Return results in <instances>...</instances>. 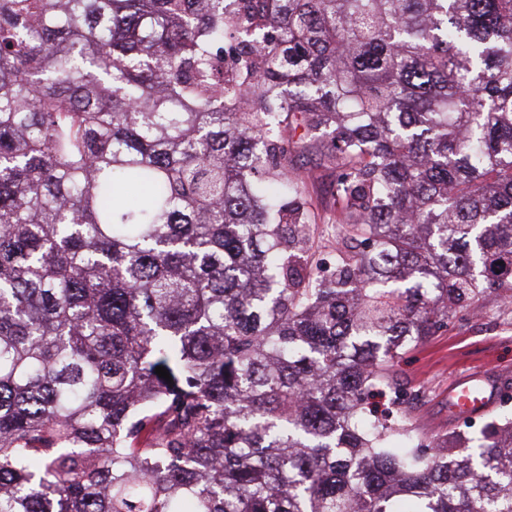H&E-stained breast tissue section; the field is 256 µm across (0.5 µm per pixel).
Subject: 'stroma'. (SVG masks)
<instances>
[{
	"label": "stroma",
	"instance_id": "obj_1",
	"mask_svg": "<svg viewBox=\"0 0 512 512\" xmlns=\"http://www.w3.org/2000/svg\"><path fill=\"white\" fill-rule=\"evenodd\" d=\"M292 167L311 172L306 195L313 204L316 226L312 241L315 263L328 261L336 246L332 224L333 177L315 153L295 152ZM398 379L419 390L412 423L426 434L446 433L448 390L460 377L485 373L493 384L512 383V303L494 296L475 302L453 319L447 332L403 355L396 367Z\"/></svg>",
	"mask_w": 512,
	"mask_h": 512
}]
</instances>
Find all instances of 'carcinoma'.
<instances>
[{"mask_svg": "<svg viewBox=\"0 0 512 512\" xmlns=\"http://www.w3.org/2000/svg\"><path fill=\"white\" fill-rule=\"evenodd\" d=\"M486 295L512 0H0V512H512L395 375ZM291 166L297 172L311 171L313 177L306 183V195L313 204L315 215L312 250L314 263L327 262L336 247L334 224H332V184L333 176L326 170L315 153L295 152L291 157Z\"/></svg>", "mask_w": 512, "mask_h": 512, "instance_id": "1", "label": "carcinoma"}]
</instances>
